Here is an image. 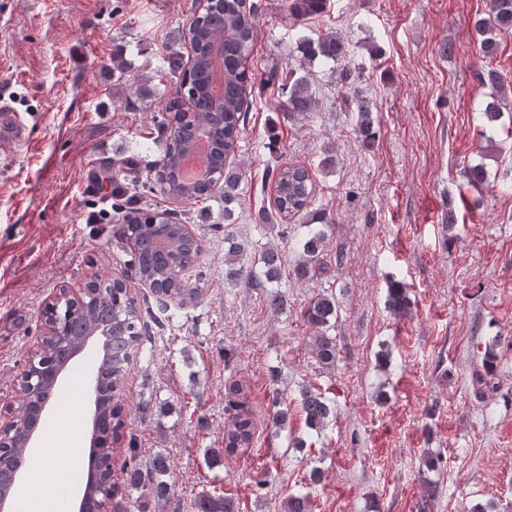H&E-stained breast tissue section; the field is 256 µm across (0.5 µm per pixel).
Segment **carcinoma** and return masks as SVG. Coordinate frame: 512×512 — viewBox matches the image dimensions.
Listing matches in <instances>:
<instances>
[{"label":"carcinoma","mask_w":512,"mask_h":512,"mask_svg":"<svg viewBox=\"0 0 512 512\" xmlns=\"http://www.w3.org/2000/svg\"><path fill=\"white\" fill-rule=\"evenodd\" d=\"M327 0H290L288 11L297 18L316 15L326 8ZM264 6L257 0H193L192 16L179 34L180 44L189 49L185 55L177 50L167 61V73L176 79L175 96L168 99L153 116L158 137L159 154L140 176L141 158L131 154L113 164L112 168V222L119 225L112 235V247L126 254L124 275L143 283L155 285L152 295L158 311L166 315L171 308H183L195 303L204 282L201 264V246L178 220L170 214L163 221L148 202L146 193L167 186L166 194L175 200L205 203L214 197V189L222 190L224 223L233 221L231 204L239 196L242 174L227 159L236 154L243 142L242 133L247 112L253 103L257 85L256 74L250 72L247 61L257 39V22ZM490 21L478 23L485 34L483 53L490 55L496 41L491 34L497 26L512 25V0H488ZM220 48L223 58L224 93L220 98L210 92L213 50ZM303 49L311 58H321L343 64L340 79L346 85V102L357 114L356 127L363 141L373 137L372 110L357 86L358 76L344 64L349 57L348 46L336 34L323 33L303 40ZM315 95L310 85L297 80L288 86L283 111L290 118L303 119L314 111ZM204 134L211 144L207 174L213 179L186 184L177 176L180 160L190 150L198 134ZM274 186L272 206L262 207L259 216L264 223L288 220L302 214L311 220L302 225L304 231L296 241L297 256L291 272L297 280L312 279L327 270L325 253L330 244L333 225L326 213L310 212L315 185L310 171L302 165H275L264 173L262 183ZM227 251L224 253V276L227 280L242 278L265 288L281 283L283 277L280 253L265 246L257 256L244 262L245 247L233 241L224 231ZM388 307L397 313L411 309L412 301L406 288L392 282L387 289ZM109 314L112 329V357L99 359L96 365L100 376L101 425L99 429L100 455L110 449L111 441L127 417L123 394L127 362L133 349L143 344V331L148 328L142 311L128 297L122 283L113 282L84 304H63L56 319L62 324L94 323ZM338 316L336 298L326 292L313 297L304 309L307 322L316 328L311 337L312 353L322 369H333L339 355L336 337L329 335L331 319ZM497 354L488 344L481 355L480 367L473 371L472 385L476 392H494ZM245 395L243 385L233 383L228 389V403L236 408L224 433V447L207 448L204 460L209 466H219L224 457L245 454L255 446L256 424L252 412L240 398ZM300 412L305 426L321 434L336 417V408L321 392L306 387L301 391ZM130 466L125 488L138 493L134 500L136 512H144L146 499L160 503L167 500L172 488V463L167 456H155L151 464L142 467L137 459L135 439L128 442ZM311 492L299 491L288 496L284 512H312ZM195 512H238L234 498L222 493H200L193 502Z\"/></svg>","instance_id":"1"}]
</instances>
